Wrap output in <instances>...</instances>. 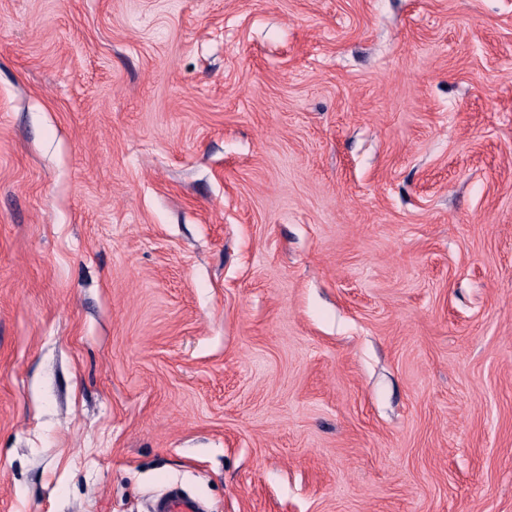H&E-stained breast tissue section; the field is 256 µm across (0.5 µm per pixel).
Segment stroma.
<instances>
[{"mask_svg": "<svg viewBox=\"0 0 512 512\" xmlns=\"http://www.w3.org/2000/svg\"><path fill=\"white\" fill-rule=\"evenodd\" d=\"M512 512V0H0V512ZM155 512H200L197 501L176 492H168L157 498L153 507Z\"/></svg>", "mask_w": 512, "mask_h": 512, "instance_id": "stroma-1", "label": "stroma"}]
</instances>
